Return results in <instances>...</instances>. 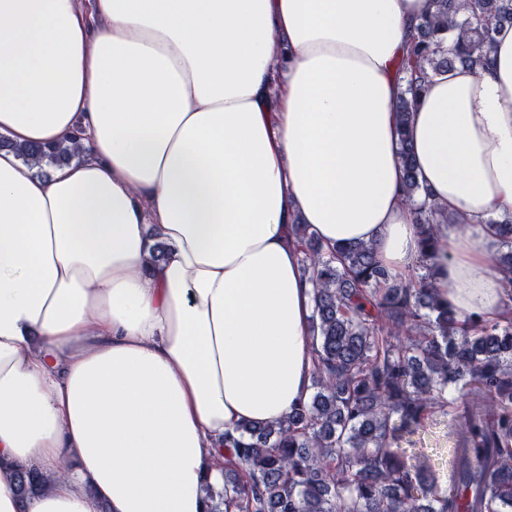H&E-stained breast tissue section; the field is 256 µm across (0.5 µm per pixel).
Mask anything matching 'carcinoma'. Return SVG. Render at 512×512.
<instances>
[{"instance_id": "obj_1", "label": "carcinoma", "mask_w": 512, "mask_h": 512, "mask_svg": "<svg viewBox=\"0 0 512 512\" xmlns=\"http://www.w3.org/2000/svg\"><path fill=\"white\" fill-rule=\"evenodd\" d=\"M434 3L402 66L409 77L395 106L405 203L428 259L437 252L435 225L448 217L417 179L407 139L416 100L435 75L483 67L494 29L512 23V0ZM1 148L50 165L78 158L74 146L0 137ZM495 229L512 303V217ZM294 233L313 286V393L281 421L238 427L224 455V489H207L211 512H512V317L459 320L440 302L428 263L403 283L370 245L326 247L309 224ZM450 385L462 401L448 488L430 455L400 443L449 404Z\"/></svg>"}]
</instances>
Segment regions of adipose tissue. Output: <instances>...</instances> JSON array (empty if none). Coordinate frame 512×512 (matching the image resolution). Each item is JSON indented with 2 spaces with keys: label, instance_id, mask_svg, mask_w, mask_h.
Wrapping results in <instances>:
<instances>
[{
  "label": "adipose tissue",
  "instance_id": "1",
  "mask_svg": "<svg viewBox=\"0 0 512 512\" xmlns=\"http://www.w3.org/2000/svg\"><path fill=\"white\" fill-rule=\"evenodd\" d=\"M432 0H0V512H209L224 436L310 393L294 224L421 243L394 104ZM434 76L408 130L449 221L433 281L495 321L512 215V24ZM81 160L39 175L14 145ZM170 252L156 260L153 246ZM48 476L20 497L16 474ZM501 217V216H500ZM500 217H496L495 229L502 248H506L505 252H501L495 260L497 264L507 275V300L512 303V217L499 221Z\"/></svg>",
  "mask_w": 512,
  "mask_h": 512
}]
</instances>
